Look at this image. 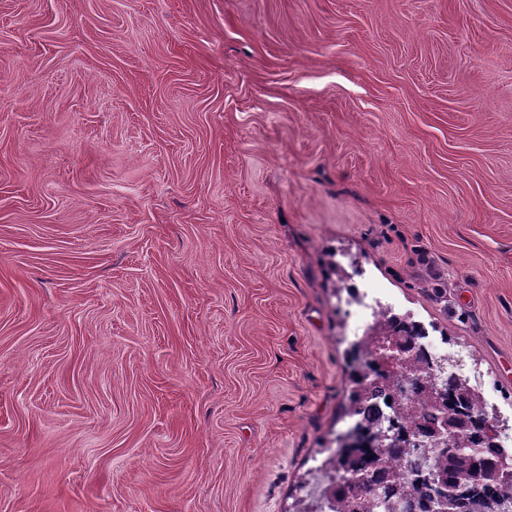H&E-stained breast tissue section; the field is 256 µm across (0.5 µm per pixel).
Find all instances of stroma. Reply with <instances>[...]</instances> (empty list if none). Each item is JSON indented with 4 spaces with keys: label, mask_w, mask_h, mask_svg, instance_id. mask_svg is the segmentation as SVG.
Segmentation results:
<instances>
[{
    "label": "stroma",
    "mask_w": 512,
    "mask_h": 512,
    "mask_svg": "<svg viewBox=\"0 0 512 512\" xmlns=\"http://www.w3.org/2000/svg\"><path fill=\"white\" fill-rule=\"evenodd\" d=\"M344 274L512 415V0H0V512H287Z\"/></svg>",
    "instance_id": "obj_1"
}]
</instances>
